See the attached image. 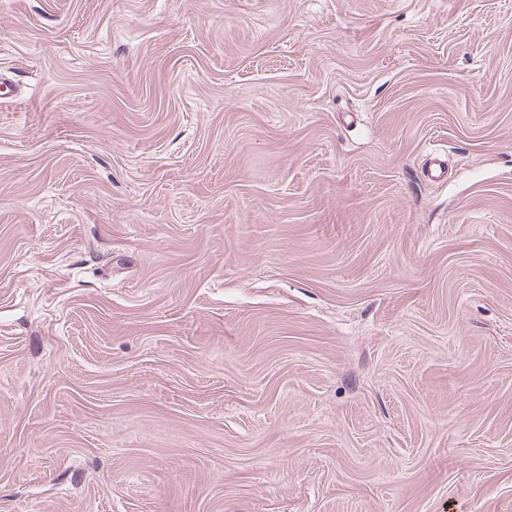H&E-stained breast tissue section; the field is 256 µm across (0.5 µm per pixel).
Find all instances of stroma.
I'll return each instance as SVG.
<instances>
[{"label": "stroma", "instance_id": "1", "mask_svg": "<svg viewBox=\"0 0 512 512\" xmlns=\"http://www.w3.org/2000/svg\"><path fill=\"white\" fill-rule=\"evenodd\" d=\"M0 512H512V0H0Z\"/></svg>", "mask_w": 512, "mask_h": 512}]
</instances>
